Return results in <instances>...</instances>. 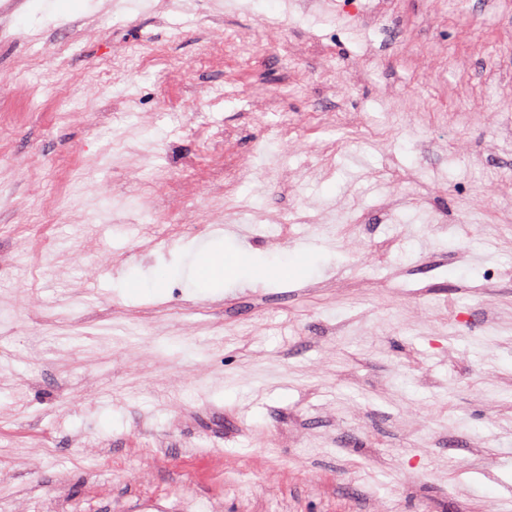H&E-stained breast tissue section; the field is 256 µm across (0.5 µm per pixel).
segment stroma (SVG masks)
Wrapping results in <instances>:
<instances>
[{
	"label": "stroma",
	"instance_id": "stroma-1",
	"mask_svg": "<svg viewBox=\"0 0 512 512\" xmlns=\"http://www.w3.org/2000/svg\"><path fill=\"white\" fill-rule=\"evenodd\" d=\"M0 24V512H512V0H18ZM228 32L242 60L214 66ZM303 206L371 221L249 222ZM216 250L239 280L198 278Z\"/></svg>",
	"mask_w": 512,
	"mask_h": 512
}]
</instances>
